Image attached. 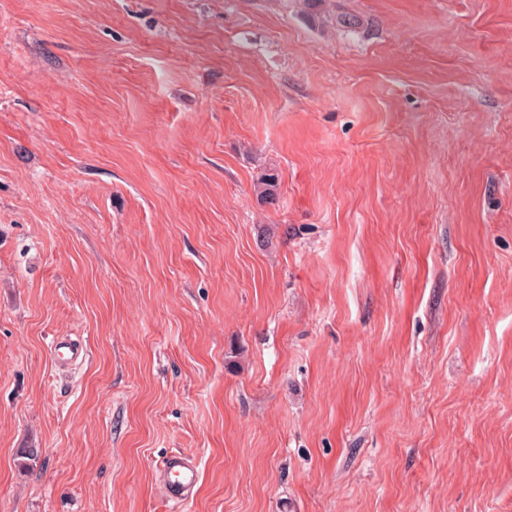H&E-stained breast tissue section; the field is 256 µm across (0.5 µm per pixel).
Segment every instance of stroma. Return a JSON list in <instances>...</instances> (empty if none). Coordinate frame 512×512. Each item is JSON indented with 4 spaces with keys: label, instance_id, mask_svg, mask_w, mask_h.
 <instances>
[{
    "label": "stroma",
    "instance_id": "obj_1",
    "mask_svg": "<svg viewBox=\"0 0 512 512\" xmlns=\"http://www.w3.org/2000/svg\"><path fill=\"white\" fill-rule=\"evenodd\" d=\"M0 512H512V0H0ZM51 351L57 362L62 361L67 364H75L86 358L84 347L72 340L54 339L51 343ZM163 475L169 497L187 501L199 481V467L191 459L174 457L164 464Z\"/></svg>",
    "mask_w": 512,
    "mask_h": 512
}]
</instances>
